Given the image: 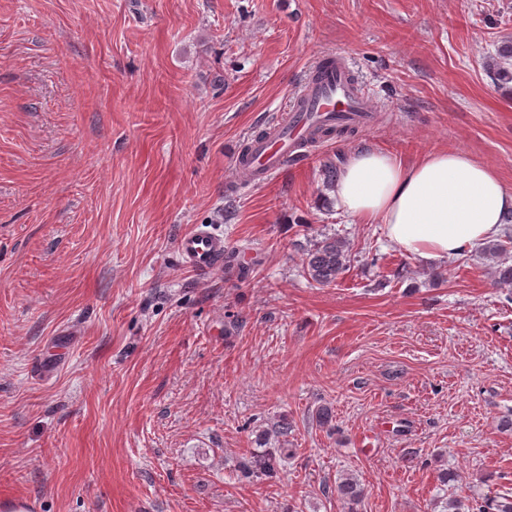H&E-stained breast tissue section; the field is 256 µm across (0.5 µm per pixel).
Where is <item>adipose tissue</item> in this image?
<instances>
[{
	"label": "adipose tissue",
	"mask_w": 512,
	"mask_h": 512,
	"mask_svg": "<svg viewBox=\"0 0 512 512\" xmlns=\"http://www.w3.org/2000/svg\"><path fill=\"white\" fill-rule=\"evenodd\" d=\"M334 193L345 215L384 225L393 245L428 262L472 251L512 215V188L456 149L413 160L372 148L351 152Z\"/></svg>",
	"instance_id": "obj_1"
}]
</instances>
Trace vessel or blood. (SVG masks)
Wrapping results in <instances>:
<instances>
[{
  "label": "vessel or blood",
  "mask_w": 512,
  "mask_h": 512,
  "mask_svg": "<svg viewBox=\"0 0 512 512\" xmlns=\"http://www.w3.org/2000/svg\"><path fill=\"white\" fill-rule=\"evenodd\" d=\"M352 75L349 60L338 55L322 78L306 76L288 106L266 123L262 136L252 137L248 157L236 158L235 169L246 183L264 181L288 163L305 161L307 155L300 147L310 141L316 126L370 123V96ZM179 251L186 266L195 270L224 265L223 235L200 225L181 236Z\"/></svg>",
  "instance_id": "1"
}]
</instances>
